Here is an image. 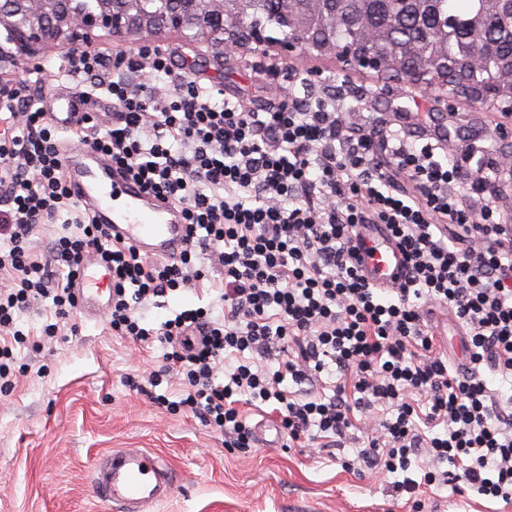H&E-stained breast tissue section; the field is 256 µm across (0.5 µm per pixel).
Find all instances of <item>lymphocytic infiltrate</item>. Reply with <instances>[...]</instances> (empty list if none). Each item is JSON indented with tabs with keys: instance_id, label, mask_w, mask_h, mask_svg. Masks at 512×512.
I'll use <instances>...</instances> for the list:
<instances>
[{
	"instance_id": "lymphocytic-infiltrate-1",
	"label": "lymphocytic infiltrate",
	"mask_w": 512,
	"mask_h": 512,
	"mask_svg": "<svg viewBox=\"0 0 512 512\" xmlns=\"http://www.w3.org/2000/svg\"><path fill=\"white\" fill-rule=\"evenodd\" d=\"M162 93L125 78L101 81L104 56L66 53L65 77L112 102V125L84 116L72 140L156 198L178 207L189 242L173 259H151L113 239L83 212L66 180L61 152L41 109L8 107L0 130V381L13 375L14 347L26 346L16 314L51 301L56 317L76 307L73 280L89 257L112 272L108 324L133 341L166 344L181 374L180 401L224 432L234 448L256 437L240 403H274L292 447H343L351 431L364 442L347 468L404 472L397 492H413L407 472L421 461L426 485L460 481L478 495L512 503V402L486 372L512 377V224L488 197L496 163L451 157L433 137L387 128H354L355 103L291 97L256 110L173 71L145 49ZM410 184L400 186L395 173ZM69 218L78 231L40 259L33 237ZM384 225L404 257L401 281L373 287L360 269L366 225ZM210 269L198 268V251ZM224 276V317L196 309L159 329L143 326L141 307L195 287L208 271ZM445 308L469 353L452 366L424 321ZM251 352L219 372L227 353ZM276 357L277 370L263 366ZM339 374L332 395L324 372Z\"/></svg>"
}]
</instances>
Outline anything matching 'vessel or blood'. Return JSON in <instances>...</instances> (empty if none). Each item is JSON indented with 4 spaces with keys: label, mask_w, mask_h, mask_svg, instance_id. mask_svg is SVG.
I'll return each mask as SVG.
<instances>
[{
    "label": "vessel or blood",
    "mask_w": 512,
    "mask_h": 512,
    "mask_svg": "<svg viewBox=\"0 0 512 512\" xmlns=\"http://www.w3.org/2000/svg\"><path fill=\"white\" fill-rule=\"evenodd\" d=\"M82 160L66 165L80 204L100 223L149 257L179 256L185 247V226L179 210L154 199L123 176L98 154L81 149ZM365 259L368 280L375 286L389 285L402 263V256L379 229H370ZM106 278L96 266H88L76 281L77 306L88 318L107 310L103 295ZM92 485L109 512H147L162 502L173 487L171 468L157 452L145 448H115L92 465Z\"/></svg>",
    "instance_id": "1"
}]
</instances>
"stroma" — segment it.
Wrapping results in <instances>:
<instances>
[{
    "instance_id": "1",
    "label": "stroma",
    "mask_w": 512,
    "mask_h": 512,
    "mask_svg": "<svg viewBox=\"0 0 512 512\" xmlns=\"http://www.w3.org/2000/svg\"><path fill=\"white\" fill-rule=\"evenodd\" d=\"M158 46L174 70L191 71L225 96L243 95L252 107L288 94L356 98L355 124L424 137L445 121L428 97L374 73L344 76L327 55L313 56L322 71L311 78L305 66L288 68L257 53L214 56L203 40L194 50L175 38ZM60 63V53H50L23 102L52 112L58 94L80 96L78 79L58 78ZM496 124L489 113L461 110L460 134L446 146L486 145ZM199 307L223 314L220 284L169 293L162 304H146L141 315L145 327L157 329ZM53 322L57 336L43 338L44 326ZM16 327L34 347L18 351V363L28 369L0 392V512H106L91 487L90 461L114 448H149L171 461L175 488L153 512H512V504L452 484L423 485L417 462L405 473H353L342 462L362 448L358 438L326 450L289 447L266 405L240 407L247 423L262 428L261 439L246 451L225 448L223 434L197 416L169 412L133 390V382L154 371L164 374L158 392L168 400H180L183 385L168 371L160 342L113 335L107 317L89 320L76 312L59 320L46 301L22 312ZM407 477L418 481L416 492L396 494L395 483Z\"/></svg>"
}]
</instances>
